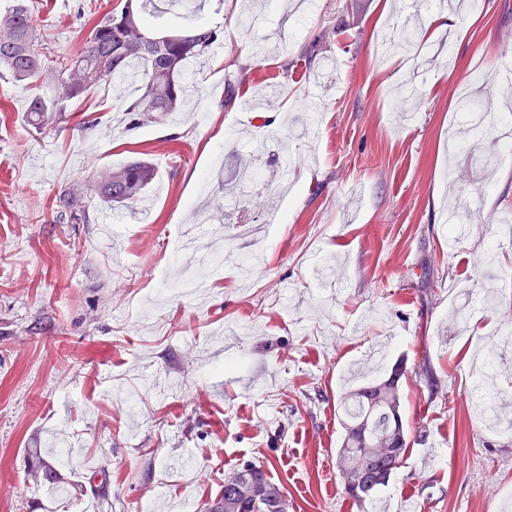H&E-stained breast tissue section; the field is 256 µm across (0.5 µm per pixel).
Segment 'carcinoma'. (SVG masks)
<instances>
[{
	"label": "carcinoma",
	"mask_w": 512,
	"mask_h": 512,
	"mask_svg": "<svg viewBox=\"0 0 512 512\" xmlns=\"http://www.w3.org/2000/svg\"><path fill=\"white\" fill-rule=\"evenodd\" d=\"M77 15L91 24L88 46L77 54L50 55L40 48L41 33L31 8L23 3L0 14V67L20 86L42 79L53 83V95H32L27 112L37 132L58 129L62 112L73 101L91 97L100 85L116 79L138 83L137 95L124 112L139 125L175 111L186 95L183 75L188 64L206 54L221 37V27L196 21L181 28L159 21L153 0H125L120 13L97 20L77 4ZM156 178L154 166L133 159L109 168L88 181L74 183L59 196L57 220L91 222L92 197L107 203L134 204ZM405 374L395 365L384 380L347 395L352 406L343 422L338 468L345 493L363 503L388 486L407 451L399 381ZM58 470L35 457L32 480L55 484ZM292 505L262 466L247 464L230 472L202 512H288Z\"/></svg>",
	"instance_id": "cac0c4a2"
}]
</instances>
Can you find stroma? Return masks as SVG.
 I'll return each mask as SVG.
<instances>
[{"instance_id": "1", "label": "stroma", "mask_w": 512, "mask_h": 512, "mask_svg": "<svg viewBox=\"0 0 512 512\" xmlns=\"http://www.w3.org/2000/svg\"><path fill=\"white\" fill-rule=\"evenodd\" d=\"M485 2L426 42L441 10L422 0L312 13L224 0L201 13L223 24V54L186 72L180 112L138 126L123 115L134 85L107 81L37 133L28 91L0 78V512H99L87 479L102 469L112 512H200L247 463L292 512H373L336 465L346 396L399 361L410 445L385 512H512V432L474 391L493 365L512 413V348L485 358L493 329H512V239L498 232L512 155L490 157L512 138L496 77L512 0ZM73 3L35 0L45 50L84 47ZM462 88L488 107L486 143L464 134ZM263 132L295 190L226 209ZM140 152L158 175L137 205L97 201L92 223H58L70 183ZM237 220L264 230L238 239ZM196 226L245 260L208 294H163L182 272L174 231ZM36 450L56 487L34 488Z\"/></svg>"}]
</instances>
